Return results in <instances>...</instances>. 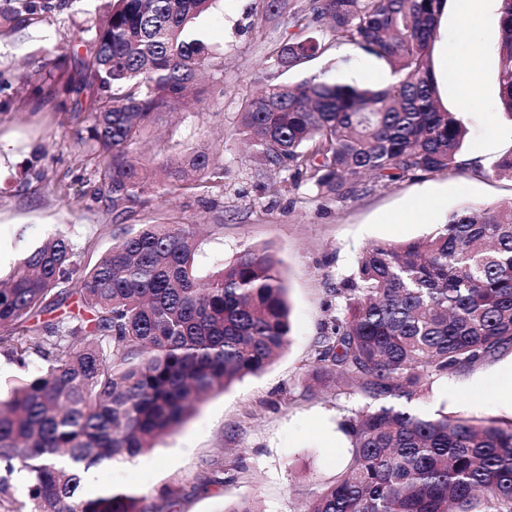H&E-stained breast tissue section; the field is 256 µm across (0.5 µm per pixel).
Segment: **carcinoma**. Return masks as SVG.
I'll list each match as a JSON object with an SVG mask.
<instances>
[{
  "instance_id": "obj_1",
  "label": "carcinoma",
  "mask_w": 512,
  "mask_h": 512,
  "mask_svg": "<svg viewBox=\"0 0 512 512\" xmlns=\"http://www.w3.org/2000/svg\"><path fill=\"white\" fill-rule=\"evenodd\" d=\"M0 0V35L47 18L74 28L79 51L27 63L30 81L65 84L85 126L79 148L99 160L97 195L115 217L159 192L223 173L185 150L143 171L135 147L155 118L207 73L216 56L188 30L217 0ZM446 0H313V21L399 75L387 86L311 78L246 101L238 134L268 166L293 169L325 198L361 182L461 167L465 127L439 106L431 46ZM499 96L512 117V0H500ZM315 36L289 41L278 64L322 54ZM191 224H142L80 261L64 233L0 279V357L42 365L0 391V501L12 512H152L146 497L88 486L95 471L146 453L205 398L262 371L290 342L278 261L247 250L205 283ZM307 376L357 401L339 422L350 459L304 512H512V419L433 415L414 407L436 379L512 349V200L463 208L435 234L371 243L332 289ZM80 297L82 313L44 314ZM27 473L23 501L12 496Z\"/></svg>"
}]
</instances>
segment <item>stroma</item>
Masks as SVG:
<instances>
[{"label":"stroma","instance_id":"1","mask_svg":"<svg viewBox=\"0 0 512 512\" xmlns=\"http://www.w3.org/2000/svg\"><path fill=\"white\" fill-rule=\"evenodd\" d=\"M457 0H446L445 44H433L432 60L477 54L479 97L460 98L462 80L449 68L442 101L457 113L467 135L464 156L480 164L396 183L365 182L354 195L331 200L290 170H272L245 147L237 133L244 101L262 87L299 83L318 75L364 84L367 71L388 63L355 44L322 35L321 25L302 27L312 0H289L288 11L263 21L266 0H218L195 29L223 60V90L204 95L193 111L175 108L140 146L149 167L175 151L217 147L223 178L206 187L154 195L126 218H114L93 193L95 164L80 161L70 138L80 127L62 90L22 88L24 108L0 101V272L9 273L29 250L54 233H70L83 262L93 265L116 238L142 224H199L203 241L195 257L200 275L250 249L269 250L279 262L290 306L291 340L261 372L212 394L150 453L114 463L95 474L97 488L115 487L158 502L164 488H181L175 512H227L248 498L262 512H300L314 490L333 483L348 460V442L337 422L352 403L332 391H309L305 374L311 348L333 313L331 290L350 275L361 250L373 242L399 244L434 234L464 207L486 208L512 200V180L492 176V164L512 150V117L499 101V0H488L487 21L460 41ZM321 35L323 53L286 71L279 46L305 34ZM36 39L15 34L0 40V68L23 75L41 50L70 48V31L50 18ZM512 385V350L464 373L437 379L417 406L478 418H510L502 397ZM222 484L200 490L211 462Z\"/></svg>","mask_w":512,"mask_h":512}]
</instances>
